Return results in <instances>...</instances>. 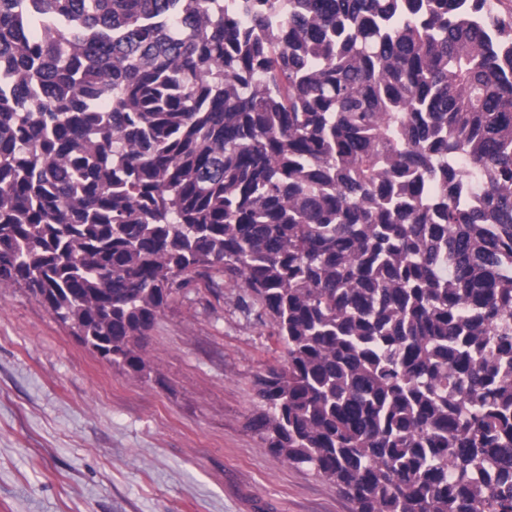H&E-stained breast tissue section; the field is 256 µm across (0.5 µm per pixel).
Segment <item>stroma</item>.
<instances>
[{
    "label": "stroma",
    "instance_id": "obj_1",
    "mask_svg": "<svg viewBox=\"0 0 512 512\" xmlns=\"http://www.w3.org/2000/svg\"><path fill=\"white\" fill-rule=\"evenodd\" d=\"M137 350L142 375L0 288V512H352L251 426L256 380L284 357L242 289H184Z\"/></svg>",
    "mask_w": 512,
    "mask_h": 512
}]
</instances>
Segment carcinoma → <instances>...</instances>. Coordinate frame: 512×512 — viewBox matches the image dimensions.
Wrapping results in <instances>:
<instances>
[{
	"label": "carcinoma",
	"mask_w": 512,
	"mask_h": 512,
	"mask_svg": "<svg viewBox=\"0 0 512 512\" xmlns=\"http://www.w3.org/2000/svg\"><path fill=\"white\" fill-rule=\"evenodd\" d=\"M217 275L283 345L272 453L512 512V0H0V288L137 374Z\"/></svg>",
	"instance_id": "cac0c4a2"
}]
</instances>
